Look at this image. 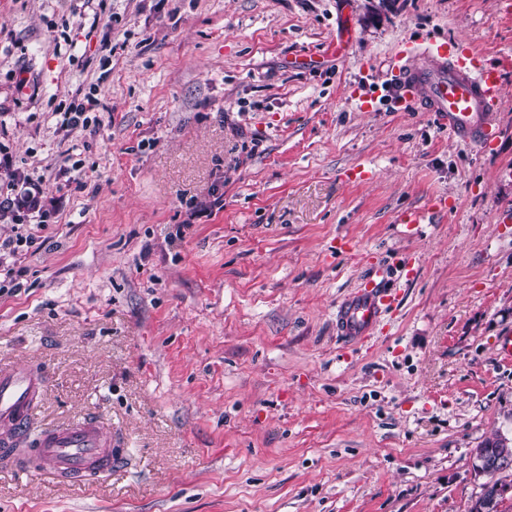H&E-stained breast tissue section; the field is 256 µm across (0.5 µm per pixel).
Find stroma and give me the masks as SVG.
<instances>
[{
    "label": "stroma",
    "instance_id": "stroma-1",
    "mask_svg": "<svg viewBox=\"0 0 512 512\" xmlns=\"http://www.w3.org/2000/svg\"><path fill=\"white\" fill-rule=\"evenodd\" d=\"M433 40L499 71L489 145L388 95ZM77 88L99 109L67 134ZM1 158L43 194L0 209L36 228L0 367L51 377L32 438L91 418L129 460L0 461V512H469L473 450L512 437V0H0ZM377 272L395 302L346 342ZM392 295L382 281L367 278L338 306L336 330L345 338L358 341L373 334L391 306Z\"/></svg>",
    "mask_w": 512,
    "mask_h": 512
}]
</instances>
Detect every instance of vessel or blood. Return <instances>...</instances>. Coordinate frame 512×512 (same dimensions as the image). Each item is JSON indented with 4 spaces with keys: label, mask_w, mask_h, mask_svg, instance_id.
<instances>
[{
    "label": "vessel or blood",
    "mask_w": 512,
    "mask_h": 512,
    "mask_svg": "<svg viewBox=\"0 0 512 512\" xmlns=\"http://www.w3.org/2000/svg\"><path fill=\"white\" fill-rule=\"evenodd\" d=\"M407 64L396 69L394 90L405 101L434 113L439 125L459 140L484 146L497 130L490 120L501 100L496 70L485 67L460 42L433 41L417 48L406 46ZM392 303L382 281L367 278L340 303L336 314L339 335L357 341L373 334ZM47 373L15 365L0 369V448L8 449L31 421L38 395L49 384ZM112 447V466H119L127 451L120 438H105L88 420L48 431L40 451L49 475L64 473L79 479L87 476L91 461L104 445Z\"/></svg>",
    "instance_id": "vessel-or-blood-1"
}]
</instances>
